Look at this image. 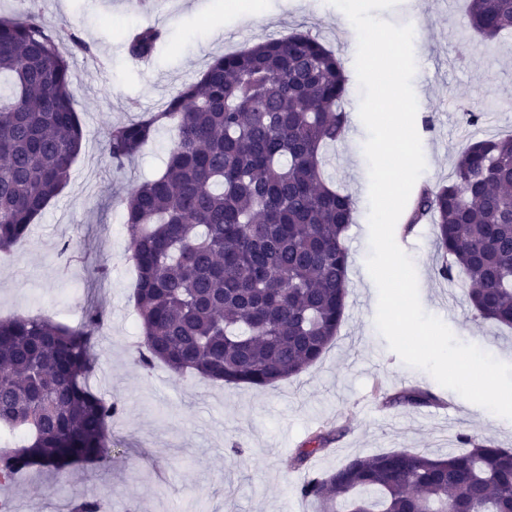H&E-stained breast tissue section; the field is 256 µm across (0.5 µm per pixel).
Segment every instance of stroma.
<instances>
[{
  "label": "stroma",
  "mask_w": 512,
  "mask_h": 512,
  "mask_svg": "<svg viewBox=\"0 0 512 512\" xmlns=\"http://www.w3.org/2000/svg\"><path fill=\"white\" fill-rule=\"evenodd\" d=\"M225 0H0V16L31 10L56 32L76 33L91 54L73 52L74 110L84 129L80 154L62 192L14 248L17 262L0 267V319L49 314L78 326L88 305L105 312L96 332L97 373L91 389L118 402L122 414L108 427L106 466L31 471L0 489L12 512H65L88 498L112 512H318L303 498V470L289 461L321 429L339 431L310 466L326 473L354 456L416 450L440 456L459 450L458 434L512 448V419L487 416L483 407L406 365L375 325L378 292L366 269L369 254V173L363 152L367 130L359 116L361 90L346 89L348 126L326 153V173L357 204L346 233L350 253L344 320L321 359L272 387L202 381L163 365L143 370L134 309L136 272L123 199L135 183L154 176L173 144L161 126L136 160L110 165L106 133L160 111L182 87L197 81L214 57L256 43L311 34L354 69L357 33L337 23L329 0H264L262 14L242 20ZM379 18L418 29L412 86L429 124L422 134L430 153L424 183L448 182L468 141L512 134V37L484 41L471 29L464 0H398ZM153 25L165 42L151 59L131 60L125 31ZM480 113L477 124L465 115ZM395 239L419 272L424 310L439 317L463 343L512 364V329L475 316L463 279L438 274L443 257L435 226L396 227ZM70 243L72 260L60 257ZM107 268L98 278V268ZM408 389L431 393L433 403L388 406L385 397Z\"/></svg>",
  "instance_id": "1"
}]
</instances>
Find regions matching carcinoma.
Wrapping results in <instances>:
<instances>
[{"mask_svg":"<svg viewBox=\"0 0 512 512\" xmlns=\"http://www.w3.org/2000/svg\"><path fill=\"white\" fill-rule=\"evenodd\" d=\"M484 40L512 32V0H467ZM163 32L146 25L128 56L152 57ZM0 252L28 232L61 193L84 132L66 52L34 12L0 17ZM343 67L307 32L269 39L213 61L162 111L112 127L108 158L121 168L174 128L164 171L124 199L133 298L142 333L138 363L162 362L204 380L271 386L314 365L344 319L355 201L328 183L323 150L345 135ZM427 219L463 276L477 317L512 328V136L472 140L448 183L424 186L407 220ZM96 307L81 327L37 314L0 320V487L20 471L110 460L106 427L121 406L87 383ZM418 389L390 398L422 405ZM462 452L391 451L350 458L304 476L299 493L321 512H512V450L458 436ZM334 440L319 432L304 464Z\"/></svg>","mask_w":512,"mask_h":512,"instance_id":"1","label":"carcinoma"}]
</instances>
